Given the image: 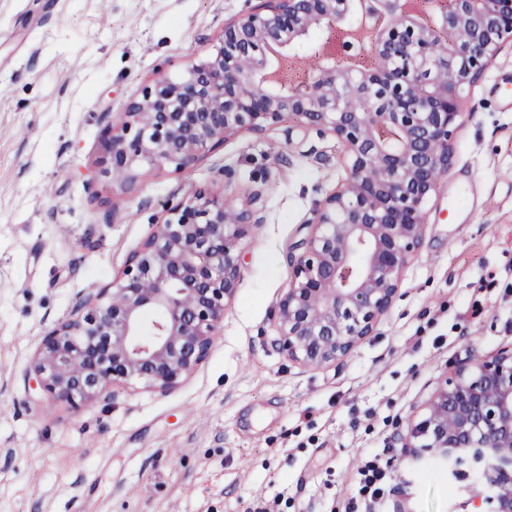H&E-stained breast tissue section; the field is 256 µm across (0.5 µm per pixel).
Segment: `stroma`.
Listing matches in <instances>:
<instances>
[{"label": "stroma", "mask_w": 512, "mask_h": 512, "mask_svg": "<svg viewBox=\"0 0 512 512\" xmlns=\"http://www.w3.org/2000/svg\"><path fill=\"white\" fill-rule=\"evenodd\" d=\"M259 2L0 0V512H486L473 480L417 467L404 438L447 378L512 347V50L463 92L423 247L375 335L304 367L275 346L277 305L346 176L335 137L287 120L127 186L105 165L143 87L182 78ZM199 188L259 220L208 359L163 394L117 386L77 410L29 396L45 332ZM372 457L390 474L363 504Z\"/></svg>", "instance_id": "1"}]
</instances>
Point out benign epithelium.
Masks as SVG:
<instances>
[{"label":"benign epithelium","instance_id":"7a95c632","mask_svg":"<svg viewBox=\"0 0 512 512\" xmlns=\"http://www.w3.org/2000/svg\"><path fill=\"white\" fill-rule=\"evenodd\" d=\"M263 0L224 23L186 75L144 87L112 129L110 173L184 170L231 135L293 117L332 134L347 177L319 201L278 302L279 349L322 366L373 335L424 240L425 208L452 160L462 92L512 45V0ZM326 29L321 64L281 75L284 51ZM257 225L198 189L170 207L122 273L43 336L27 389L72 407L115 385L167 393L209 356ZM408 448L452 464L492 512H512V348L446 380Z\"/></svg>","mask_w":512,"mask_h":512}]
</instances>
